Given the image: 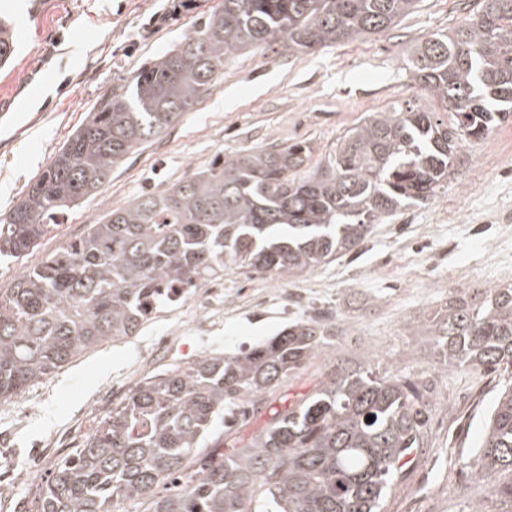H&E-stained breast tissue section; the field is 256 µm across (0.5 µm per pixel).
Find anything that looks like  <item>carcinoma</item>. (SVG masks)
Returning a JSON list of instances; mask_svg holds the SVG:
<instances>
[{
	"label": "carcinoma",
	"instance_id": "obj_1",
	"mask_svg": "<svg viewBox=\"0 0 512 512\" xmlns=\"http://www.w3.org/2000/svg\"><path fill=\"white\" fill-rule=\"evenodd\" d=\"M419 2L221 0L192 35L100 97L0 217V257L37 247L117 164L193 111L230 55L279 43L305 53L384 32ZM14 50L1 20L0 62ZM408 62L425 103L372 113L325 165L298 174L304 143L215 160L110 210L1 288L0 399L138 335L179 289L232 267L278 279L311 270L435 193L461 144L512 116V0H481L477 19L419 43ZM407 330L446 368L512 371V285L450 296L432 322ZM334 335L336 323L301 316L235 355L205 354L146 379L57 465L29 512H382L403 460L427 447L434 403L370 358L327 373L247 443L191 467L225 410L261 412L266 394ZM464 466L491 497L512 500V383Z\"/></svg>",
	"mask_w": 512,
	"mask_h": 512
}]
</instances>
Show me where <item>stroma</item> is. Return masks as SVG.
<instances>
[{
  "label": "stroma",
  "instance_id": "1",
  "mask_svg": "<svg viewBox=\"0 0 512 512\" xmlns=\"http://www.w3.org/2000/svg\"><path fill=\"white\" fill-rule=\"evenodd\" d=\"M220 2L194 0L191 10L153 26L149 20L166 0H0V20L13 21L18 38L16 54L0 63V214L20 201L120 77L191 35ZM421 2L382 33L305 53L280 44L235 52L193 111L116 166L101 192L62 215L33 251L0 260V288L109 210L215 158L304 142L309 167L325 163L337 140L371 113L417 100L410 50L471 21L480 8L479 0ZM34 80L45 84L36 106L28 102ZM504 144L512 145V119L464 144L447 183L427 201L398 211L355 250L311 272L281 280L225 271L213 285L230 309L215 317L212 335L175 336L177 324L195 312L173 306L139 335L103 345L26 387L29 410L0 406V512H28L50 469L144 378L205 353L237 354L303 314L331 317L337 332L268 393L273 409L309 392L325 370L363 355L380 370L406 372L436 404L429 445L408 457L384 512H470L484 499L491 512H512V501L489 500L486 484L460 464L477 446L505 376L442 369L433 349L407 331L408 323L432 320L453 293L512 283V235L476 221L487 212L512 214V168L471 177L479 152Z\"/></svg>",
  "mask_w": 512,
  "mask_h": 512
}]
</instances>
